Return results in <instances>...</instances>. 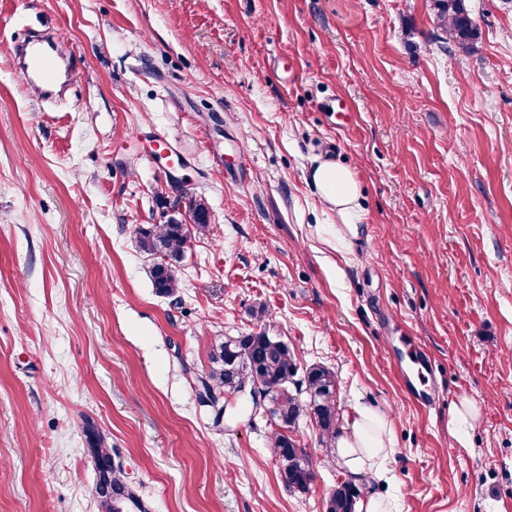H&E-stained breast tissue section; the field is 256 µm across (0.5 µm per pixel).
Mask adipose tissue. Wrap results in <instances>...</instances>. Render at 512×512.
Segmentation results:
<instances>
[{
	"label": "adipose tissue",
	"mask_w": 512,
	"mask_h": 512,
	"mask_svg": "<svg viewBox=\"0 0 512 512\" xmlns=\"http://www.w3.org/2000/svg\"><path fill=\"white\" fill-rule=\"evenodd\" d=\"M310 179L321 200L335 210L340 219L336 240L348 245L358 237L363 216L361 184L356 175L344 165L325 160L317 162L310 171ZM386 423L375 411L361 408L349 429L337 438L336 445L349 449L345 466L354 474L362 475L376 459L386 457L389 443L385 440Z\"/></svg>",
	"instance_id": "adipose-tissue-1"
}]
</instances>
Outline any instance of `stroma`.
Segmentation results:
<instances>
[{
	"label": "stroma",
	"mask_w": 512,
	"mask_h": 512,
	"mask_svg": "<svg viewBox=\"0 0 512 512\" xmlns=\"http://www.w3.org/2000/svg\"><path fill=\"white\" fill-rule=\"evenodd\" d=\"M469 5L478 42L444 49L426 0H0V512H96L89 421L149 512H324L349 472L314 421L294 492L262 408L197 402L216 338L260 330L335 373L344 422L388 421L358 512H512V0ZM45 29L75 71L52 107L6 51ZM319 159L363 188L346 250ZM185 189L210 224L173 300L134 230ZM479 416L478 408L467 398H462L452 413L448 428L452 434H456L462 440L468 429H473Z\"/></svg>",
	"instance_id": "obj_1"
}]
</instances>
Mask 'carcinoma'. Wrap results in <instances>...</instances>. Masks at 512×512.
<instances>
[{"label":"carcinoma","instance_id":"obj_1","mask_svg":"<svg viewBox=\"0 0 512 512\" xmlns=\"http://www.w3.org/2000/svg\"><path fill=\"white\" fill-rule=\"evenodd\" d=\"M439 39L465 46L479 35V29L465 0H429ZM194 226L203 231L209 224L202 199L185 191L180 195ZM138 247L153 257L149 275L156 293L174 297L181 288V263L190 238L189 225L174 219L136 229ZM260 381L269 387L267 414L279 430L274 432L281 482L293 491L305 492L315 478L306 449L290 432L301 417L314 418L325 448H336L340 415L336 407V376L324 366L300 369L288 346L264 331L251 332L237 343L219 340L208 352V366L195 376L198 398L217 408L226 394H235L244 384ZM88 448L95 467L110 476L108 489L95 491L98 512H148L136 490L124 479L119 453L95 428H85ZM359 490L344 481L331 492L325 512H357Z\"/></svg>","mask_w":512,"mask_h":512}]
</instances>
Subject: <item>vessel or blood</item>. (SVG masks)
<instances>
[{"label": "vessel or blood", "mask_w": 512, "mask_h": 512, "mask_svg": "<svg viewBox=\"0 0 512 512\" xmlns=\"http://www.w3.org/2000/svg\"><path fill=\"white\" fill-rule=\"evenodd\" d=\"M13 65L21 68L27 84L39 86L44 100H52L61 80H72L69 54L56 39L34 35L15 40L10 51Z\"/></svg>", "instance_id": "b4317fda"}]
</instances>
